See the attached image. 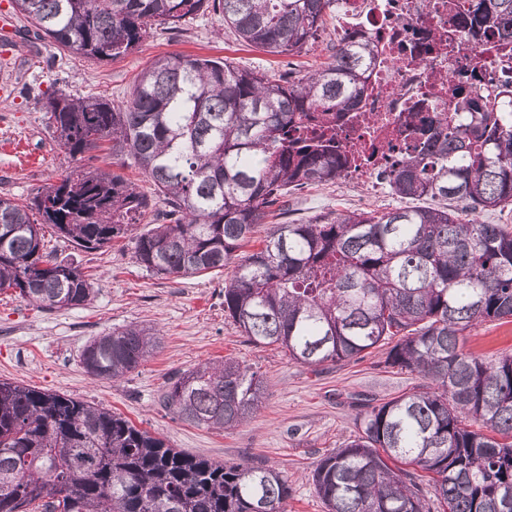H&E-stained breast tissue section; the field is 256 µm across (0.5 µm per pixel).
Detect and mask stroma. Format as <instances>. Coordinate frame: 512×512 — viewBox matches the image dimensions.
Listing matches in <instances>:
<instances>
[{
	"label": "stroma",
	"instance_id": "35a3bbf8",
	"mask_svg": "<svg viewBox=\"0 0 512 512\" xmlns=\"http://www.w3.org/2000/svg\"><path fill=\"white\" fill-rule=\"evenodd\" d=\"M3 16L11 17L12 24L0 27V195L20 203L76 165L48 127L42 107L46 90L120 104L140 72L160 56L226 58L277 76L324 62L339 38L330 24L301 53L273 56L241 46L225 29L223 16L208 11L176 29H151L124 58L99 62L25 31L24 20L12 14L11 0H0ZM398 204L388 188L375 190L345 178L295 192L280 221L303 224L330 211L382 210ZM44 245L88 276L94 297L75 308L42 310L13 291L1 292L0 380L111 409L168 446L191 454L273 467L289 480L286 512H324L311 473L323 456L357 433L360 399L378 404L420 383L418 376L385 369L377 353L357 362L315 367L290 360L276 347L248 343L224 314V285L234 265L196 277L162 279L136 264L129 236L85 252L49 230ZM128 325L159 331L156 353L116 382L87 374L81 353L88 341ZM464 350L487 362L512 355V322L474 326L465 333ZM228 357L262 375L266 397L259 409L224 432L174 419L161 402L170 379L197 364Z\"/></svg>",
	"mask_w": 512,
	"mask_h": 512
}]
</instances>
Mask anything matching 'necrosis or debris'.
<instances>
[{
    "instance_id": "obj_1",
    "label": "necrosis or debris",
    "mask_w": 512,
    "mask_h": 512,
    "mask_svg": "<svg viewBox=\"0 0 512 512\" xmlns=\"http://www.w3.org/2000/svg\"><path fill=\"white\" fill-rule=\"evenodd\" d=\"M462 0H338L339 32L362 31L373 38L377 55L370 68L361 114L341 132L348 154L358 157L353 175L377 185V166L387 157L378 145L395 135L417 102L430 116L447 112L448 80L471 71L485 85L512 80V57L463 43Z\"/></svg>"
}]
</instances>
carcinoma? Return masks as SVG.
Instances as JSON below:
<instances>
[{"instance_id":"cac0c4a2","label":"carcinoma","mask_w":512,"mask_h":512,"mask_svg":"<svg viewBox=\"0 0 512 512\" xmlns=\"http://www.w3.org/2000/svg\"><path fill=\"white\" fill-rule=\"evenodd\" d=\"M35 33L98 61L132 52L152 26L174 29L209 9L241 44L294 55L318 39L336 0H12ZM461 36L512 51V0H464ZM375 58L346 33L328 61L277 79L206 57L146 67L120 105L53 92L43 108L72 158L110 143L158 200L106 167L77 166L26 205L0 196V292L43 309L91 301L78 268L43 251L49 225L84 251L128 235L161 203L164 223L135 236L134 259L188 278L237 262L224 314L256 346L308 366L384 364L426 384L360 414L359 432L324 456L312 482L325 512H512V355L464 352V332L512 320V227L476 216L512 206V82L477 76L452 88L448 112L406 121L423 140L385 177L414 205L331 211L278 224L241 256L257 225L293 193L348 176L338 126L358 110ZM465 214L469 219H461ZM159 332L129 325L92 339L81 363L110 380L135 371ZM258 372L233 359L172 381L179 420L232 430L262 404ZM433 488L428 503L415 470ZM288 478L263 464L190 455L105 408L0 381V512H284Z\"/></svg>"}]
</instances>
